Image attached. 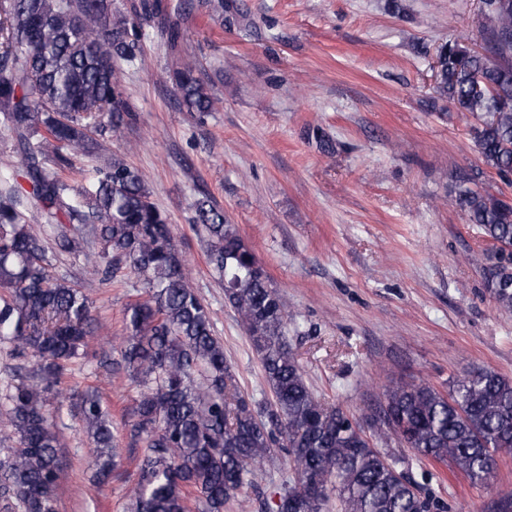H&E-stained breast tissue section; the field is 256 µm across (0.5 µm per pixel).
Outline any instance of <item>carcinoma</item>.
Returning a JSON list of instances; mask_svg holds the SVG:
<instances>
[{"label": "carcinoma", "mask_w": 512, "mask_h": 512, "mask_svg": "<svg viewBox=\"0 0 512 512\" xmlns=\"http://www.w3.org/2000/svg\"><path fill=\"white\" fill-rule=\"evenodd\" d=\"M484 52L458 42L438 51L436 92L481 119L473 128L484 164L512 179V0H483ZM137 26L112 13V0H0V115L16 134L18 166L45 223L34 227L10 178H0V341L25 369L0 395V512H56L64 474L48 394L67 368L90 362L104 325L75 282L53 272L45 244L82 258L86 275L105 281L125 267L145 297L125 309L121 356L140 387L132 436L143 448L131 512H224L253 485L255 470L287 449L292 477L279 512H444L413 482L405 459L377 445L396 441L450 465L472 483L493 484L495 454L512 450V380L470 371L444 391L391 382L378 418L363 426L318 399L288 344L285 303L253 251L206 195L192 223L207 232L208 263L260 356L271 402L241 392L195 292L168 216L150 200L142 174L114 156L91 190L63 173L98 147L97 137L130 112L116 64L129 57ZM181 104L211 112L218 99L186 67L175 73ZM462 176L456 201L492 245L487 288L512 309V200L473 190ZM93 445L95 481L114 467L112 417L98 390L76 394Z\"/></svg>", "instance_id": "cac0c4a2"}]
</instances>
